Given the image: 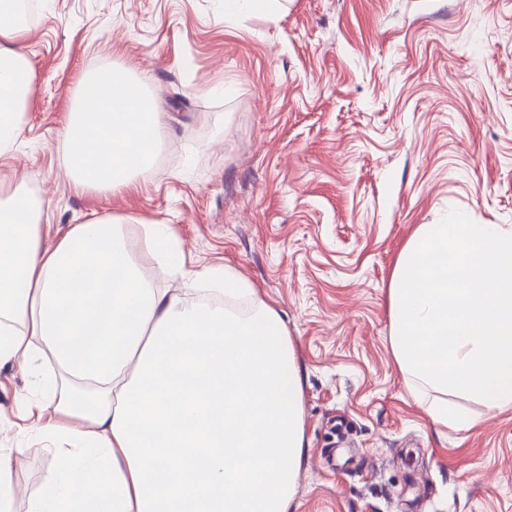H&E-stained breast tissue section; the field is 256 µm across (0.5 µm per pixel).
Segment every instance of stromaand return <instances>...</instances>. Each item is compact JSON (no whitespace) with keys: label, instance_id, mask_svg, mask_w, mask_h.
Returning <instances> with one entry per match:
<instances>
[{"label":"stroma","instance_id":"obj_1","mask_svg":"<svg viewBox=\"0 0 512 512\" xmlns=\"http://www.w3.org/2000/svg\"><path fill=\"white\" fill-rule=\"evenodd\" d=\"M34 93L0 179L44 200V242L131 215L187 271L232 266L280 314L305 385L291 512H512V410L439 430L389 348L394 262L420 224L512 225V0H34ZM145 76L166 135L137 190L79 192L63 131L96 64ZM32 370L0 366L13 512L52 454ZM281 0H224V19L234 20L243 13L275 17L283 4Z\"/></svg>","mask_w":512,"mask_h":512}]
</instances>
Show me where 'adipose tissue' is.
<instances>
[{
  "label": "adipose tissue",
  "instance_id": "ef3b65f1",
  "mask_svg": "<svg viewBox=\"0 0 512 512\" xmlns=\"http://www.w3.org/2000/svg\"><path fill=\"white\" fill-rule=\"evenodd\" d=\"M24 28L0 0V154L34 89ZM144 77L83 76L65 129L82 191L136 189L162 141ZM42 198L0 184V364H33L52 476L29 512H289L306 453L304 387L279 313L231 268L184 271L168 225L132 249L120 215L43 243ZM249 296L246 317L156 287L144 260ZM388 342L431 421L512 409V226L421 224L388 288Z\"/></svg>",
  "mask_w": 512,
  "mask_h": 512
}]
</instances>
